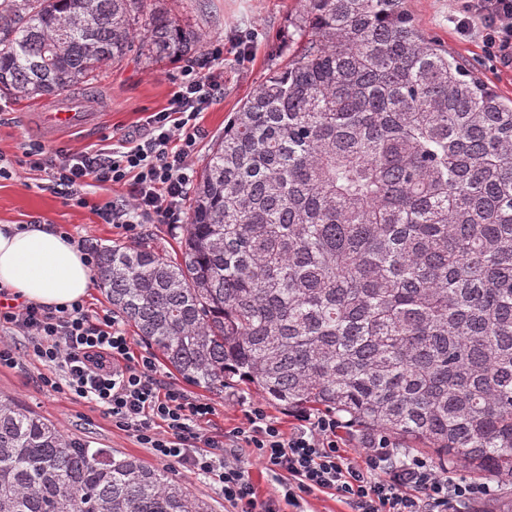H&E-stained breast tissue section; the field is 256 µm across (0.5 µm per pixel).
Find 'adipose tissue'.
Segmentation results:
<instances>
[{
	"label": "adipose tissue",
	"mask_w": 512,
	"mask_h": 512,
	"mask_svg": "<svg viewBox=\"0 0 512 512\" xmlns=\"http://www.w3.org/2000/svg\"><path fill=\"white\" fill-rule=\"evenodd\" d=\"M95 283L76 246L47 224L0 228V286L23 299L60 306L86 298Z\"/></svg>",
	"instance_id": "1"
}]
</instances>
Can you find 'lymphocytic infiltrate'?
Instances as JSON below:
<instances>
[{
  "label": "lymphocytic infiltrate",
  "mask_w": 512,
  "mask_h": 512,
  "mask_svg": "<svg viewBox=\"0 0 512 512\" xmlns=\"http://www.w3.org/2000/svg\"><path fill=\"white\" fill-rule=\"evenodd\" d=\"M482 26L487 54L512 65V0H463L461 34ZM224 96V83L195 61L168 107L151 113L147 133L119 139L111 149L71 152L40 143L25 145L22 163L45 173L47 188L66 205L92 206L102 223L137 239L145 224H183L194 178L193 158L202 136L201 112ZM120 188L116 198L90 205V187ZM27 337L47 368L41 384L68 391L103 408L113 425L130 432L161 460L220 485L228 512H283L300 508L302 495L333 492L351 512H457L488 499L493 489L455 469L437 472L427 458L397 457L387 438L371 440L363 461L346 455L336 440L340 423L330 413L300 414L291 432L258 407L232 434L208 427L210 403L158 379L152 356L136 353L118 320L79 300L47 307L0 288V331ZM265 464L284 490L282 498L257 499L241 465L240 451Z\"/></svg>",
  "instance_id": "lymphocytic-infiltrate-1"
}]
</instances>
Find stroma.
<instances>
[{
  "mask_svg": "<svg viewBox=\"0 0 512 512\" xmlns=\"http://www.w3.org/2000/svg\"><path fill=\"white\" fill-rule=\"evenodd\" d=\"M406 5L421 28L448 48L478 78L493 86L500 95L512 99V65L490 59L483 48L480 33L461 36L455 18L460 0H407ZM167 9L184 16L207 31L202 49L210 55L221 49L217 67L224 72V97L203 112L200 125L203 137L194 165H201L212 144L223 136L224 124L239 109L273 69L282 66L297 47L293 21L299 14V0H167ZM179 61L145 66L133 61L108 67L86 87L69 91L71 105L79 112L97 113L94 126L62 137L59 141L71 151L86 147L111 148L115 139L125 135L140 137L148 113L165 108L181 79ZM49 99L19 100L0 95V159L11 165V179H0V225L27 224L33 221L68 231L88 245L121 244L111 225L99 223L92 204L113 197L107 188H89V207L64 205L59 197L45 190L46 176L19 167L23 147L40 140L34 113L53 108ZM18 349L14 367H0V392L51 420L66 436L89 448L112 451L155 463L168 476L184 482L213 512H225L224 495L210 479L191 474L177 464L156 460L149 449L141 447L131 433L116 428L102 408L73 398L68 392L43 389L40 377L45 366L28 348L23 336L11 339ZM158 376L188 394L208 400L215 408L209 426L224 433L241 426L245 412L259 406L283 432L296 424L294 412L264 403L262 397L242 387L230 385L213 391L184 380L166 364H159Z\"/></svg>",
  "mask_w": 512,
  "mask_h": 512,
  "instance_id": "obj_1",
  "label": "stroma"
}]
</instances>
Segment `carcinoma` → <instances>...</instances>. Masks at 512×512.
Returning <instances> with one entry per match:
<instances>
[{"instance_id":"cac0c4a2","label":"carcinoma","mask_w":512,"mask_h":512,"mask_svg":"<svg viewBox=\"0 0 512 512\" xmlns=\"http://www.w3.org/2000/svg\"><path fill=\"white\" fill-rule=\"evenodd\" d=\"M164 0H0V92L90 85L207 38ZM297 52L224 124L172 260L94 246L100 286L188 382L512 477V99L405 0H300ZM0 512H209L147 462L0 396Z\"/></svg>"}]
</instances>
